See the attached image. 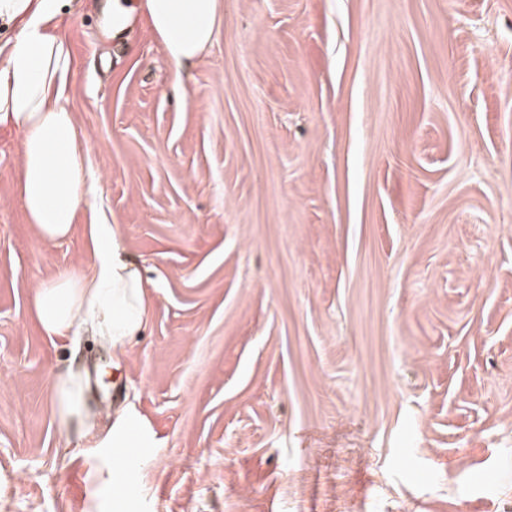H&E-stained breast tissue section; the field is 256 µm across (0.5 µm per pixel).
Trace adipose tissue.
I'll list each match as a JSON object with an SVG mask.
<instances>
[{"label": "adipose tissue", "instance_id": "obj_1", "mask_svg": "<svg viewBox=\"0 0 512 512\" xmlns=\"http://www.w3.org/2000/svg\"><path fill=\"white\" fill-rule=\"evenodd\" d=\"M141 8L177 74L193 67L213 41L217 0H142ZM57 12L56 0H0V16L21 21L0 63V124H13L21 134L18 196L30 223L47 241L65 239L78 215L92 210L96 197V180L63 102L71 53L64 37L50 28ZM90 239L92 275L62 273L40 284L32 314L47 336L87 333L120 350L146 325L149 285L124 256L117 226L91 222ZM86 391L78 374L56 383L53 406L61 429L75 425L83 434L92 433ZM160 443L151 422L133 404L95 440L106 451Z\"/></svg>", "mask_w": 512, "mask_h": 512}]
</instances>
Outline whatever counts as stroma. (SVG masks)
I'll list each match as a JSON object with an SVG mask.
<instances>
[{"label":"stroma","mask_w":512,"mask_h":512,"mask_svg":"<svg viewBox=\"0 0 512 512\" xmlns=\"http://www.w3.org/2000/svg\"><path fill=\"white\" fill-rule=\"evenodd\" d=\"M108 2L55 18L64 102L147 324L117 355L36 325L91 218L38 236L1 124L0 512H512V0H218L180 80ZM70 370L162 446L61 434ZM95 439V448H102L107 453L111 448H121L117 451L118 456L125 459L136 458L147 448H158L163 441L135 404H129L117 413L109 428Z\"/></svg>","instance_id":"1"}]
</instances>
